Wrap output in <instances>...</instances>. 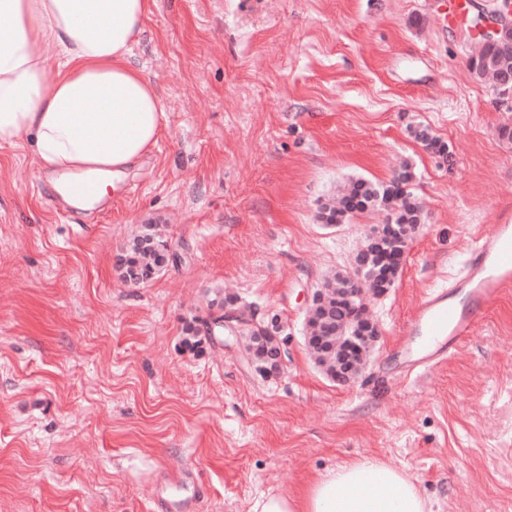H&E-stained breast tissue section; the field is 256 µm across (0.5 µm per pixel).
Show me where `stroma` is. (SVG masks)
<instances>
[{
    "instance_id": "35a3bbf8",
    "label": "stroma",
    "mask_w": 512,
    "mask_h": 512,
    "mask_svg": "<svg viewBox=\"0 0 512 512\" xmlns=\"http://www.w3.org/2000/svg\"><path fill=\"white\" fill-rule=\"evenodd\" d=\"M447 2L150 0L131 60L164 128L103 203L50 191L30 141L0 147V512H157L164 486L184 512H246L363 456L416 478L432 512H512V291L432 370L398 368L422 299L512 219V95L472 77ZM405 166L425 222L371 302L367 369L339 385L304 344L306 309L385 215L318 214ZM149 224L172 258L132 286L121 259ZM219 294L280 314L278 378L230 334L183 347Z\"/></svg>"
}]
</instances>
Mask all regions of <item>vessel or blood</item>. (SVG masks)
<instances>
[{"label": "vessel or blood", "instance_id": "1", "mask_svg": "<svg viewBox=\"0 0 512 512\" xmlns=\"http://www.w3.org/2000/svg\"><path fill=\"white\" fill-rule=\"evenodd\" d=\"M512 287V224L495 225L471 250L465 272L448 290L427 295L410 322L411 334L430 337L421 357L409 361L405 376L439 364L447 353L473 335L493 301ZM465 295L455 303L452 293Z\"/></svg>", "mask_w": 512, "mask_h": 512}]
</instances>
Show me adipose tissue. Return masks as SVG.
<instances>
[{
	"instance_id": "1",
	"label": "adipose tissue",
	"mask_w": 512,
	"mask_h": 512,
	"mask_svg": "<svg viewBox=\"0 0 512 512\" xmlns=\"http://www.w3.org/2000/svg\"><path fill=\"white\" fill-rule=\"evenodd\" d=\"M149 0H0V146L32 138L60 195L86 176L106 196L156 145L165 112L130 61ZM248 512H432L417 482L372 457L269 493Z\"/></svg>"
}]
</instances>
